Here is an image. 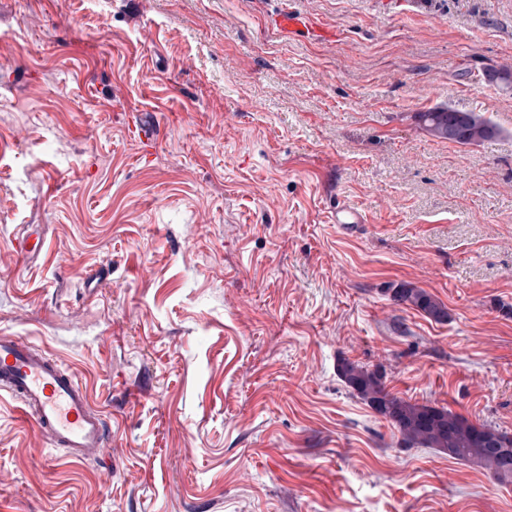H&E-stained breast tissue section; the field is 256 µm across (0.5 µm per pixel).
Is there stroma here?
Masks as SVG:
<instances>
[{"label": "stroma", "instance_id": "obj_1", "mask_svg": "<svg viewBox=\"0 0 512 512\" xmlns=\"http://www.w3.org/2000/svg\"><path fill=\"white\" fill-rule=\"evenodd\" d=\"M289 7L336 41L282 37ZM492 66L512 0H0V336L59 356L110 427L73 463L0 397V512H512L336 374L512 434ZM444 105L500 136H429L415 115ZM144 112L169 135L142 142ZM341 195L367 224L328 223ZM466 117L465 125L460 128L456 144L479 145L484 141L495 138L500 129L491 119L481 112H464ZM394 300L415 307L435 321L448 320V310L432 295L412 284L401 283L392 289Z\"/></svg>", "mask_w": 512, "mask_h": 512}]
</instances>
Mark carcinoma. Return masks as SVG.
<instances>
[{"label": "carcinoma", "mask_w": 512, "mask_h": 512, "mask_svg": "<svg viewBox=\"0 0 512 512\" xmlns=\"http://www.w3.org/2000/svg\"><path fill=\"white\" fill-rule=\"evenodd\" d=\"M456 143L479 145L495 138L500 129L481 112L465 113ZM452 119L450 112H419L416 120L430 136L440 139ZM394 300L413 306L435 321L448 320V310L432 295L411 284L401 283L392 289ZM341 381L368 403L402 435L403 444L420 445L452 459L476 464L489 470L500 484H512V435L486 424H474L467 418L442 407L417 404L390 395L384 386L383 372L370 370L346 358L339 361Z\"/></svg>", "instance_id": "cac0c4a2"}]
</instances>
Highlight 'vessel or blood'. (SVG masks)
Instances as JSON below:
<instances>
[{"mask_svg":"<svg viewBox=\"0 0 512 512\" xmlns=\"http://www.w3.org/2000/svg\"><path fill=\"white\" fill-rule=\"evenodd\" d=\"M285 37L306 35L318 41L335 39L309 15L287 11L275 18ZM332 223H364L362 210L352 201H338L330 214ZM16 400L24 417L46 439L73 462L103 455L108 429L90 400L84 384L75 378L57 356L35 343L0 336V396Z\"/></svg>","mask_w":512,"mask_h":512,"instance_id":"1","label":"vessel or blood"}]
</instances>
